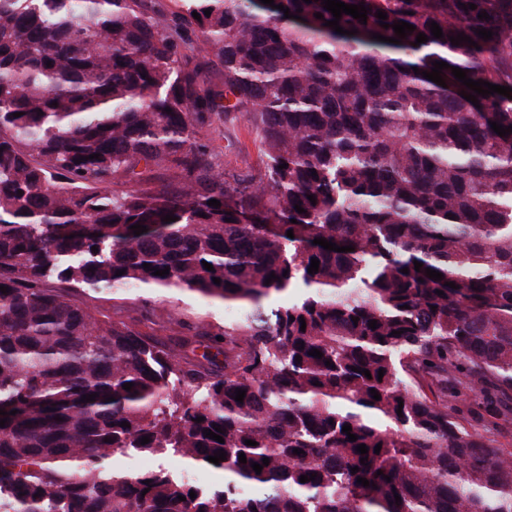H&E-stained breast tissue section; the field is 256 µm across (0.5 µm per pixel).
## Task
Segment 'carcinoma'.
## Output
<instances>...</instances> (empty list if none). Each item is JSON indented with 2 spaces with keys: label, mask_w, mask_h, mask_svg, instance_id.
Instances as JSON below:
<instances>
[{
  "label": "carcinoma",
  "mask_w": 512,
  "mask_h": 512,
  "mask_svg": "<svg viewBox=\"0 0 512 512\" xmlns=\"http://www.w3.org/2000/svg\"><path fill=\"white\" fill-rule=\"evenodd\" d=\"M179 2L0 0V512H512V133L491 129L512 99L476 107L451 70L512 88V0H342L367 7L365 24L341 16L352 36L323 0H274L299 20ZM398 20L415 26L401 43L372 38ZM212 57L220 90L200 83ZM435 61L445 88L423 77ZM229 114L264 148L242 188L198 139ZM121 284L243 316L126 319L81 299Z\"/></svg>",
  "instance_id": "obj_1"
}]
</instances>
